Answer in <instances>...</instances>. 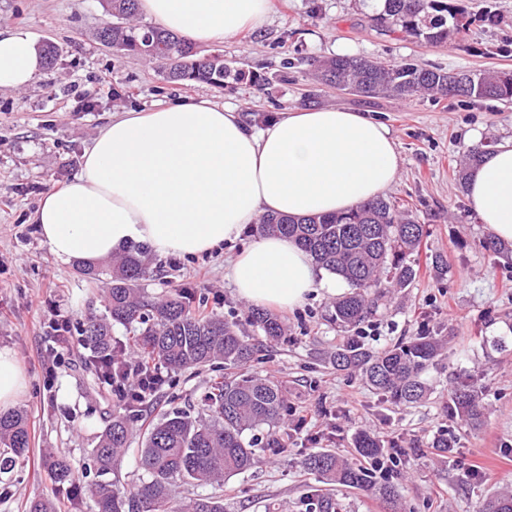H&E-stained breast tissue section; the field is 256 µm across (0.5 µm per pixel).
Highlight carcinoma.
<instances>
[{
	"instance_id": "obj_1",
	"label": "carcinoma",
	"mask_w": 512,
	"mask_h": 512,
	"mask_svg": "<svg viewBox=\"0 0 512 512\" xmlns=\"http://www.w3.org/2000/svg\"><path fill=\"white\" fill-rule=\"evenodd\" d=\"M107 8L112 25L100 27L96 39L116 53L142 57L155 65L168 83H205L217 88L229 80L270 84L269 77L234 67L222 53L201 56L188 39L140 23L137 0H107ZM372 21L382 31H400L431 46L466 37L470 26L453 0H383ZM309 76L319 85L366 98L454 96L512 101L511 71L450 73L333 56L313 60ZM251 231L295 241L317 266L345 279L350 292L336 301L332 314L344 332L368 321L391 289L410 284L416 276L410 257L428 234L426 225L411 220L384 198L345 214L302 219L266 214ZM151 265L147 250L138 245L112 256L101 270L92 265L81 269L87 276L103 271L110 277L107 314L91 316L80 325L101 378L122 392L124 369L121 362H112L123 350L112 338V327L120 324L136 326L132 347L143 359L170 373L221 362L227 370L224 381L215 383L205 396L204 415L172 409L144 429L139 467L145 477L128 489L114 480H103V476L118 472L139 417L140 400L147 394L145 390L140 394L123 392V404L112 411L92 449V467L99 479L85 481L84 474L76 472L65 457L53 455L46 461L52 493H68L77 512L86 498L92 501L94 512H226L220 495H196L185 503L177 498L176 488L220 487L224 478L257 467L265 449L287 451L292 434L285 422L290 411L286 389L271 377L249 372V363L258 360L259 346L242 334L238 323L206 312L204 297L175 288L157 300H145L139 285L151 274ZM247 320L270 343L286 336L284 320L270 311L252 309ZM442 350L443 340L430 333L382 351L370 350L350 336L330 353L329 360L339 371L360 374L376 393L393 403L408 405L427 397L429 387L423 374L438 361ZM448 412L475 429L483 422L485 407L474 387L462 385L452 392ZM30 442L26 412H1V474L26 456ZM355 448L365 463L357 465L322 448L305 454L302 466L321 475L329 485L375 494L385 512H411L398 484L375 481L372 464L384 452L379 440L359 432ZM306 506L307 512L339 510L335 498L316 488L306 495ZM480 512H512V490L486 499Z\"/></svg>"
}]
</instances>
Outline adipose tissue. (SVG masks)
Instances as JSON below:
<instances>
[{"label": "adipose tissue", "instance_id": "ef3b65f1", "mask_svg": "<svg viewBox=\"0 0 512 512\" xmlns=\"http://www.w3.org/2000/svg\"><path fill=\"white\" fill-rule=\"evenodd\" d=\"M156 27L198 43H221L268 22L271 0H139ZM43 67L24 30L0 26V88H27ZM389 128L336 107L291 108L264 127L207 99L113 114L83 154L71 182L48 190L34 222L59 261L97 263L134 242L160 254L198 256L235 241L264 214L350 211L398 178ZM466 199L480 224L512 242V138L474 165ZM237 295L294 308L308 294L343 293L337 276L281 236L260 237L230 266ZM16 352L0 349V411L24 395Z\"/></svg>", "mask_w": 512, "mask_h": 512}]
</instances>
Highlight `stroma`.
Returning <instances> with one entry per match:
<instances>
[{
    "instance_id": "35a3bbf8",
    "label": "stroma",
    "mask_w": 512,
    "mask_h": 512,
    "mask_svg": "<svg viewBox=\"0 0 512 512\" xmlns=\"http://www.w3.org/2000/svg\"><path fill=\"white\" fill-rule=\"evenodd\" d=\"M492 2L498 22H474L465 40L432 47L401 32L380 33L370 21L367 0H275L269 24L237 40L200 45L201 54L223 53L244 70L274 79L258 90L245 83L224 89L206 84L166 83L139 57L117 55L94 37L110 22L105 0H0V25L31 33L60 49L23 90L0 88V349L14 350L27 377L19 409L27 411L31 448L25 461L0 474V512H25L26 504L51 488L42 466L47 453L66 456L75 468L90 461L98 437L118 401L97 380L92 350L78 331L88 316L106 313L109 279L85 278L74 263L58 261L32 217L44 193L62 187L80 171L81 157L114 113L148 109L181 97L249 107L279 117L292 107L336 106L365 112L386 124L397 142L400 175L384 193L429 236L415 255L416 277L380 301L364 323V343L376 350L431 331L447 337L448 350L425 379L426 401L396 406L363 384L359 375L336 370L328 355L343 340L331 322L334 296L317 292L281 311L288 336L264 345L251 371L279 380L288 389L293 417L305 420L285 453L266 454L263 464L225 478L220 492L228 512H305L304 495L320 486L305 472L303 456L320 448L358 461L356 432L364 430L403 448L397 472L413 512H476L504 487V455L512 452V261L485 249L490 234L470 212L457 168L472 132L497 146L512 137V107L495 99L365 98L332 91L307 77V60L347 55L412 63L426 69L512 70V0H457L477 15ZM297 68L282 71L286 58ZM254 241L242 232L219 250L195 257L154 254L157 271L143 281L148 299L187 287L207 299V309L247 326L249 303L239 299L227 267ZM448 267L439 273L432 255ZM72 327L71 346L54 349L48 326L56 315ZM506 342L494 346L493 337ZM220 370L192 369L162 388L141 424L179 408L198 413ZM461 382L483 394L486 420L471 429L448 418V396ZM457 439L453 463L432 446L441 431ZM482 467L472 478L470 464Z\"/></svg>"
}]
</instances>
